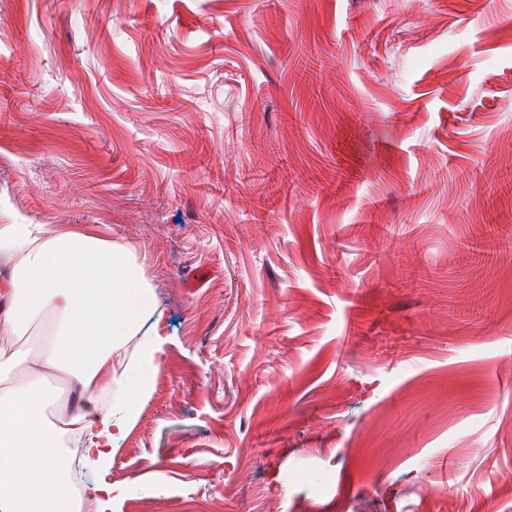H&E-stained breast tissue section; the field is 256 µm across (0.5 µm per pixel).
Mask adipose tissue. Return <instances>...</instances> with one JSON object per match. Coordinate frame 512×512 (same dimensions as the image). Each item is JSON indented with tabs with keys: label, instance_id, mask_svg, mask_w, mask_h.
Instances as JSON below:
<instances>
[{
	"label": "adipose tissue",
	"instance_id": "obj_1",
	"mask_svg": "<svg viewBox=\"0 0 512 512\" xmlns=\"http://www.w3.org/2000/svg\"><path fill=\"white\" fill-rule=\"evenodd\" d=\"M0 334L30 335L50 317L37 352L0 347V512H70L65 428L47 414L48 376L70 380L83 400L71 417L84 471L114 458L150 390L167 337L140 332L153 303L130 247L84 230L0 224Z\"/></svg>",
	"mask_w": 512,
	"mask_h": 512
}]
</instances>
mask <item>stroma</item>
<instances>
[{
  "mask_svg": "<svg viewBox=\"0 0 512 512\" xmlns=\"http://www.w3.org/2000/svg\"><path fill=\"white\" fill-rule=\"evenodd\" d=\"M21 218L163 315L107 512H512V0H0Z\"/></svg>",
  "mask_w": 512,
  "mask_h": 512,
  "instance_id": "stroma-1",
  "label": "stroma"
}]
</instances>
